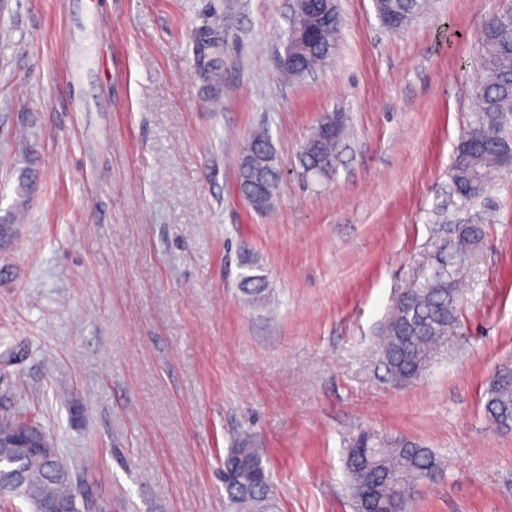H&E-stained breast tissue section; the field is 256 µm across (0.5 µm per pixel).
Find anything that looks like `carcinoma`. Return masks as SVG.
<instances>
[{"mask_svg":"<svg viewBox=\"0 0 512 512\" xmlns=\"http://www.w3.org/2000/svg\"><path fill=\"white\" fill-rule=\"evenodd\" d=\"M427 0H375L377 15L402 29L425 9ZM327 40L306 47L288 48L285 74L299 78L330 56L340 25L338 12L324 17L313 12ZM482 81L473 91L474 112L452 166V181L459 197L472 203L489 190L488 176L502 169L512 154V10L493 15L481 37ZM345 126L334 132L315 129L304 146L306 173L327 177L335 169ZM268 128L250 133L239 161V190L259 212L274 206L281 171ZM484 230L480 224H458L453 237L448 225L436 224L429 249L421 262L423 275L397 295L381 326L379 351L388 372L403 384L418 379L435 352L457 335L460 328L463 262L478 248ZM240 274L243 292L260 300L267 286L259 267L247 261ZM485 411L496 426L512 427V369L499 371L487 390ZM29 429L42 438L48 451L27 460L24 487L42 497L70 499L76 489L75 466L55 447L40 427L20 417L1 416L0 434ZM262 449L240 441L224 457V512H280V503L263 464ZM437 465L436 456L417 445L391 443L374 432L362 433L348 448L347 469L355 512H411L415 487Z\"/></svg>","mask_w":512,"mask_h":512,"instance_id":"1","label":"carcinoma"}]
</instances>
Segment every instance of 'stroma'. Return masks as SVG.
<instances>
[{
  "mask_svg": "<svg viewBox=\"0 0 512 512\" xmlns=\"http://www.w3.org/2000/svg\"><path fill=\"white\" fill-rule=\"evenodd\" d=\"M291 7L0 0V415L25 411L117 512H224L240 439L281 512H353L365 431L437 456L415 512H512V428L484 411L512 368V171L470 207L450 176L480 36L512 0H429L398 32L337 0L331 57L296 79ZM327 112L346 131L319 178L302 149ZM261 124L282 172L264 215L238 191ZM440 211L485 237L457 336L399 385L379 331ZM242 269L245 270L240 274L243 292L253 301H259L267 286L266 277L255 273L261 271V269L250 261L245 262Z\"/></svg>",
  "mask_w": 512,
  "mask_h": 512,
  "instance_id": "obj_1",
  "label": "stroma"
}]
</instances>
